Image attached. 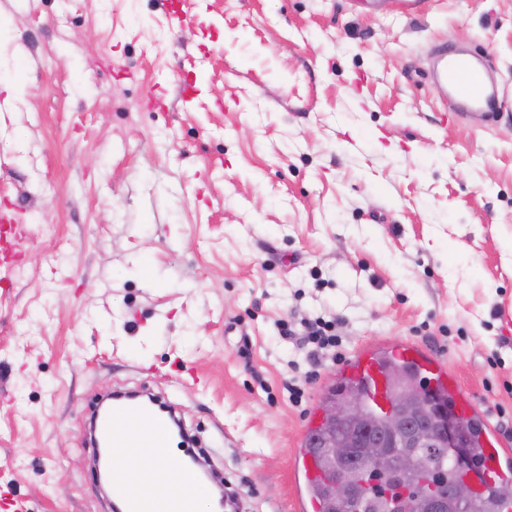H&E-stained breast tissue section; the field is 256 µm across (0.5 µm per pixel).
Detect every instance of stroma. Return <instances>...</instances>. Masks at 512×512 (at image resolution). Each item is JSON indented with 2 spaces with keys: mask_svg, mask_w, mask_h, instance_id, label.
Instances as JSON below:
<instances>
[{
  "mask_svg": "<svg viewBox=\"0 0 512 512\" xmlns=\"http://www.w3.org/2000/svg\"><path fill=\"white\" fill-rule=\"evenodd\" d=\"M0 0V475L27 512H111L88 430L114 391L176 409L248 512L344 352L433 350L512 450V0ZM483 56L496 116L432 71ZM248 336V349L239 339ZM302 384L301 404L286 381ZM305 342L313 346L309 352V360L313 367L322 364V361L331 358L336 360V347L340 345V338L336 336L333 321L317 320L305 325Z\"/></svg>",
  "mask_w": 512,
  "mask_h": 512,
  "instance_id": "obj_1",
  "label": "stroma"
}]
</instances>
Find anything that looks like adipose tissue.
<instances>
[{
  "mask_svg": "<svg viewBox=\"0 0 512 512\" xmlns=\"http://www.w3.org/2000/svg\"><path fill=\"white\" fill-rule=\"evenodd\" d=\"M113 479L131 484L148 500V512H168L178 491L194 500V512H208L210 490L171 445L116 448L111 456Z\"/></svg>",
  "mask_w": 512,
  "mask_h": 512,
  "instance_id": "adipose-tissue-1",
  "label": "adipose tissue"
}]
</instances>
